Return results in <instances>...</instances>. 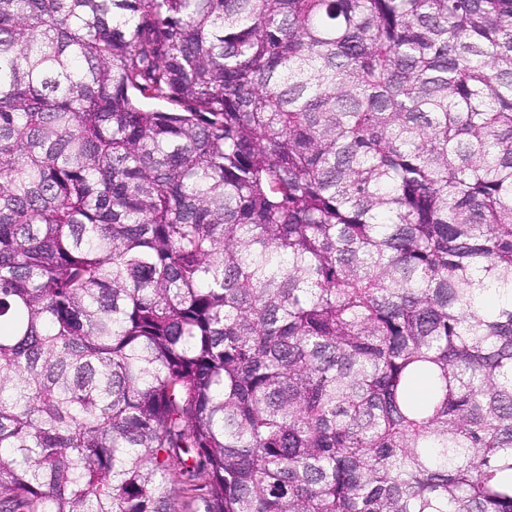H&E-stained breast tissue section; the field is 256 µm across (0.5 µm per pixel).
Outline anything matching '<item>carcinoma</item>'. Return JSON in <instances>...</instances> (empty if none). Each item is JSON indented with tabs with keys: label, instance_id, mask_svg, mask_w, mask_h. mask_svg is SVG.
<instances>
[{
	"label": "carcinoma",
	"instance_id": "1",
	"mask_svg": "<svg viewBox=\"0 0 512 512\" xmlns=\"http://www.w3.org/2000/svg\"><path fill=\"white\" fill-rule=\"evenodd\" d=\"M488 291L512 0H0V512H512Z\"/></svg>",
	"mask_w": 512,
	"mask_h": 512
}]
</instances>
